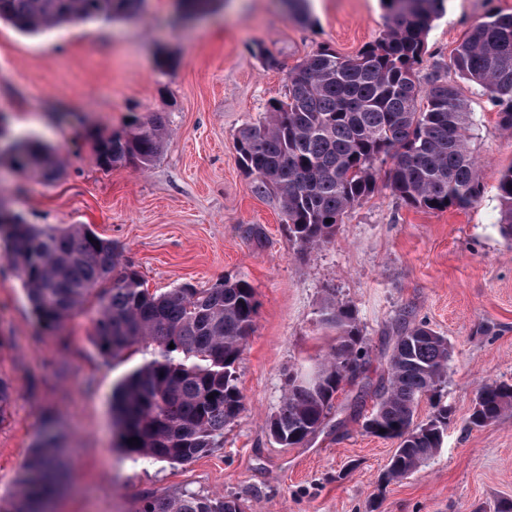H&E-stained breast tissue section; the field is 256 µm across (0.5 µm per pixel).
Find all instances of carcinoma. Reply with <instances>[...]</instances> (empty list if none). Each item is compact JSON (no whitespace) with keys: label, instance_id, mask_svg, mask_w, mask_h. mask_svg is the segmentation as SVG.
I'll use <instances>...</instances> for the list:
<instances>
[{"label":"carcinoma","instance_id":"carcinoma-1","mask_svg":"<svg viewBox=\"0 0 512 512\" xmlns=\"http://www.w3.org/2000/svg\"><path fill=\"white\" fill-rule=\"evenodd\" d=\"M390 25L354 56L322 48L287 75L282 99L267 106L265 121L237 134V152L252 192L276 200L294 248L321 249L343 215L377 188L379 177L402 203L443 211L466 209L483 193L479 164L470 147L472 116L455 85L432 76L422 87L417 65L425 38L445 0H382ZM141 0H0V20L24 32L78 21L131 17ZM451 67L502 106L500 124L512 131V14L474 27L457 46ZM165 135L158 116L135 129L93 139L97 166H148ZM23 172L53 181L56 158L33 137L10 135L0 118V157ZM499 224L512 241V168L498 182ZM243 239L262 244L259 224L240 225ZM0 240L22 281L38 320L58 327L91 296L98 303L92 340L100 353L121 358L131 348L150 355L121 379L112 411L118 448L183 464L219 447L224 426L244 407L236 365L253 329L259 303L242 278L212 288L143 287L139 273L119 274L112 241L85 225L26 223L0 202ZM321 322L336 330L337 343L316 377L292 374L269 430L284 447H295L319 430L343 385L367 363L369 351L353 310L330 301ZM174 348H169V345ZM446 337L421 322L405 327L389 356L388 384L365 423L368 433L394 439L398 448L384 474L409 477L441 448L448 406L436 403L425 422L415 420L419 401L435 394L448 373ZM512 411V384L492 382L476 393L469 417L485 426ZM136 437L139 444L127 440ZM56 435L45 425L22 466L21 490L9 512H45L58 474ZM235 499L184 492L146 501L138 512H239Z\"/></svg>","mask_w":512,"mask_h":512}]
</instances>
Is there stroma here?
<instances>
[{"label":"stroma","instance_id":"stroma-1","mask_svg":"<svg viewBox=\"0 0 512 512\" xmlns=\"http://www.w3.org/2000/svg\"><path fill=\"white\" fill-rule=\"evenodd\" d=\"M301 22L281 0H218L207 18L179 0H144L115 22L65 24L36 34L0 21V113L14 134L59 154L52 182L0 161V200L30 224H85L114 242L122 266L149 291L227 278L250 282L259 301L236 366L244 411L221 447L184 464L134 459L117 446L112 393L144 364L142 352L103 356L85 304L54 329L32 311L0 244V376L13 393L0 423V498L18 489L21 466L46 422L61 436L66 472L48 512H139L145 499L194 492L238 499L245 512H493L512 501V412L470 424L477 390L512 384V243L498 224L497 184L512 166V133L499 105L449 63L477 24L512 13V0H446L427 35L421 79L455 84L474 119L472 148L484 193L465 210L405 205L385 186L343 217L330 243L296 253L276 201L255 195L236 134L263 120L286 91L289 70L329 47L353 56L387 28L381 0H306ZM276 59L264 67L260 57ZM175 61L160 67L162 57ZM162 114L156 162L100 169L92 138ZM242 224L266 238H241ZM348 304L370 351L308 441L281 446L269 432L290 374L313 369L336 343L320 323L327 301ZM420 322L446 336L445 381L423 400L451 421L437 454L406 479L385 482L396 444L364 428L388 377L400 330Z\"/></svg>","mask_w":512,"mask_h":512}]
</instances>
